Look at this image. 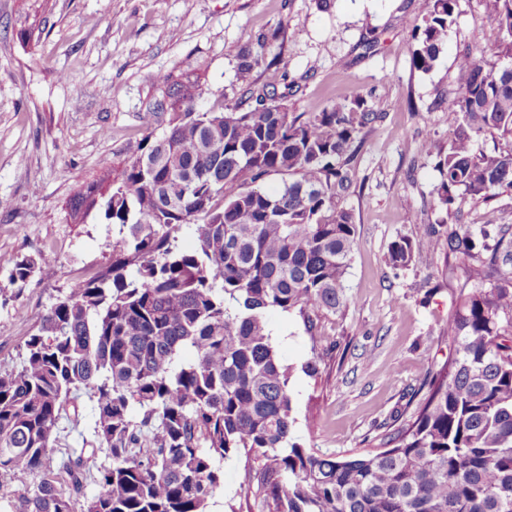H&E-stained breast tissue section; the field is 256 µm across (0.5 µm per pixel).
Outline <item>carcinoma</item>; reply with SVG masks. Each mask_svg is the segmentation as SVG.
I'll return each instance as SVG.
<instances>
[{"instance_id":"1","label":"carcinoma","mask_w":512,"mask_h":512,"mask_svg":"<svg viewBox=\"0 0 512 512\" xmlns=\"http://www.w3.org/2000/svg\"><path fill=\"white\" fill-rule=\"evenodd\" d=\"M484 2L501 31L494 55L512 60V0ZM425 4L412 65L428 72L458 0ZM261 62L243 50L239 82ZM457 66L459 91L440 107L458 124L436 163L437 205L456 220L466 199L512 192V151L473 148L487 134L512 139V69L470 52ZM153 81L162 135L68 200L75 223L94 214L118 228L112 261L57 296L21 366H0V490L39 477L14 512H209L221 464L240 453L264 460L269 512H512V224L491 211L474 227L391 244L395 268L425 250L461 270L442 325L455 355L378 448H305L267 314L311 325L346 305L356 224L336 198L352 186L355 142L382 113L361 94L297 113L274 92L201 112L199 80ZM271 176L281 184L263 186ZM188 231L193 250L179 245ZM0 267L21 283L55 275L43 255L0 254ZM84 398L93 440L57 457L58 424L78 421Z\"/></svg>"}]
</instances>
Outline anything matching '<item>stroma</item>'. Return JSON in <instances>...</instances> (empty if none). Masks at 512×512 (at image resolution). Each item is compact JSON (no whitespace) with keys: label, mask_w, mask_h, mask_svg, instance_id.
<instances>
[{"label":"stroma","mask_w":512,"mask_h":512,"mask_svg":"<svg viewBox=\"0 0 512 512\" xmlns=\"http://www.w3.org/2000/svg\"><path fill=\"white\" fill-rule=\"evenodd\" d=\"M423 10L424 0H0V254H42L57 266L54 278L32 277L21 290L0 268V364L19 365L56 295L111 259L116 230L94 218L71 223L66 203L104 165L162 134L154 75L200 78L201 110L218 108L243 95L239 51L260 50L256 86L294 111L359 92L382 114L352 158L356 188L338 201L356 223L346 306L311 331L297 314H268L291 369L295 440L339 456L376 447L453 353L439 331L458 280L442 255L424 252L398 269L387 262L394 241L444 228L435 159L417 146L427 139L447 151L456 116L439 101L460 87L456 60L470 50L494 63L499 39L484 0H458L438 62L415 70ZM313 360L321 377L305 370ZM262 499L258 475L238 457L225 462L209 512H263Z\"/></svg>","instance_id":"stroma-1"}]
</instances>
